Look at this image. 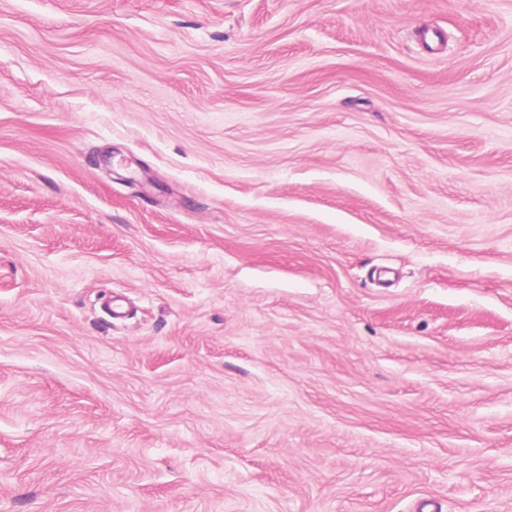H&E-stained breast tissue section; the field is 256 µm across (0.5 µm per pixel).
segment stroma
Instances as JSON below:
<instances>
[{
	"label": "stroma",
	"mask_w": 512,
	"mask_h": 512,
	"mask_svg": "<svg viewBox=\"0 0 512 512\" xmlns=\"http://www.w3.org/2000/svg\"><path fill=\"white\" fill-rule=\"evenodd\" d=\"M512 512V0H0V512Z\"/></svg>",
	"instance_id": "stroma-1"
}]
</instances>
